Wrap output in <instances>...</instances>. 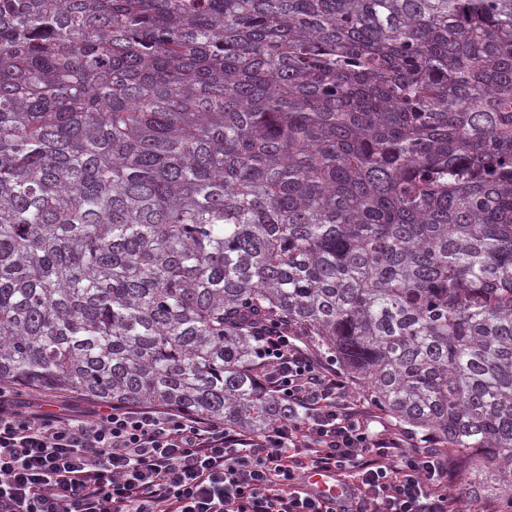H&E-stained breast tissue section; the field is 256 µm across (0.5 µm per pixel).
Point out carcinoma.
<instances>
[{"label": "carcinoma", "instance_id": "carcinoma-1", "mask_svg": "<svg viewBox=\"0 0 512 512\" xmlns=\"http://www.w3.org/2000/svg\"><path fill=\"white\" fill-rule=\"evenodd\" d=\"M270 329L512 485V0H0V383L260 431Z\"/></svg>", "mask_w": 512, "mask_h": 512}]
</instances>
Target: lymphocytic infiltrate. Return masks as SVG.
Listing matches in <instances>:
<instances>
[{"mask_svg": "<svg viewBox=\"0 0 512 512\" xmlns=\"http://www.w3.org/2000/svg\"><path fill=\"white\" fill-rule=\"evenodd\" d=\"M264 353L260 384L286 405L260 432L142 404L48 416L0 386V512H461L447 454L373 429L292 337L269 333Z\"/></svg>", "mask_w": 512, "mask_h": 512, "instance_id": "f902f5d3", "label": "lymphocytic infiltrate"}]
</instances>
